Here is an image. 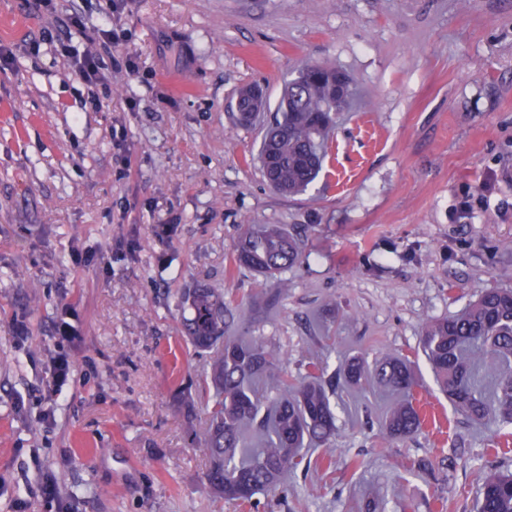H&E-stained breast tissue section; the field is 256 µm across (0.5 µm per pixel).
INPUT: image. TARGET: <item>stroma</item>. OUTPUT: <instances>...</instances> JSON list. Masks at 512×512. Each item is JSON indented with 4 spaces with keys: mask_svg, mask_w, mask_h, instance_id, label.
Segmentation results:
<instances>
[{
    "mask_svg": "<svg viewBox=\"0 0 512 512\" xmlns=\"http://www.w3.org/2000/svg\"><path fill=\"white\" fill-rule=\"evenodd\" d=\"M74 12L119 37L93 90L48 43L90 50ZM0 45V512H237L188 433L203 359L185 289H229L232 335L332 374L415 355L426 320L512 287V0H0ZM304 59L356 95L317 180L284 197L262 127L232 112L248 85L275 107ZM245 224L305 232L275 305L280 280L226 274ZM418 372L427 417L406 442L380 433L388 395L343 396L325 488L284 477L302 512H474L476 462L440 465L458 446L512 470L489 452L498 423L454 414Z\"/></svg>",
    "mask_w": 512,
    "mask_h": 512,
    "instance_id": "obj_1",
    "label": "stroma"
}]
</instances>
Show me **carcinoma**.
<instances>
[{"instance_id": "1", "label": "carcinoma", "mask_w": 512, "mask_h": 512, "mask_svg": "<svg viewBox=\"0 0 512 512\" xmlns=\"http://www.w3.org/2000/svg\"><path fill=\"white\" fill-rule=\"evenodd\" d=\"M346 73L304 61L288 80L260 144L272 158L263 174L276 191L295 196L317 179L326 157L336 112L343 109ZM303 239L278 224H245L232 251V268L274 276L295 265ZM187 340L204 358L198 387L205 419L191 426L192 441L206 456L210 490L224 502L260 512V496L288 502L280 484L286 472L301 471L316 487L336 464L335 449L312 458L308 445L329 443L336 431V399L363 384L396 395L383 425L392 439H411L424 425L417 399L420 378L414 362L392 354L368 366L353 358L338 379L325 378L322 362L288 370V351L263 336H230L231 301L222 288H192L182 296ZM420 346L441 391L469 421L512 426V288H489L459 314L424 323ZM275 396H270L271 392ZM476 512H512V471H479Z\"/></svg>"}]
</instances>
